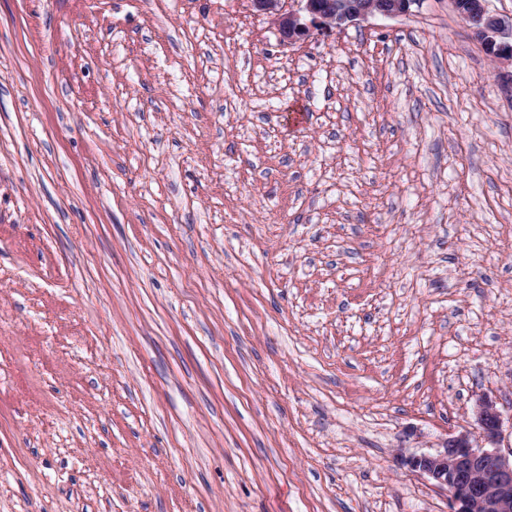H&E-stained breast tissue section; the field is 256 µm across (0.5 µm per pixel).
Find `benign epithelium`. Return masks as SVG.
<instances>
[{"label": "benign epithelium", "instance_id": "1", "mask_svg": "<svg viewBox=\"0 0 512 512\" xmlns=\"http://www.w3.org/2000/svg\"><path fill=\"white\" fill-rule=\"evenodd\" d=\"M256 12L271 18L282 43L290 44L310 31L359 24L376 15L407 14L418 0H250ZM460 16L496 64L512 63V20L488 9V0H453ZM473 417L479 434L465 431L446 438L432 454L412 456L409 467L448 491L450 512H512V448L499 446L502 415L496 402L478 398Z\"/></svg>", "mask_w": 512, "mask_h": 512}]
</instances>
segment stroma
I'll use <instances>...</instances> for the list:
<instances>
[{
	"instance_id": "stroma-1",
	"label": "stroma",
	"mask_w": 512,
	"mask_h": 512,
	"mask_svg": "<svg viewBox=\"0 0 512 512\" xmlns=\"http://www.w3.org/2000/svg\"><path fill=\"white\" fill-rule=\"evenodd\" d=\"M482 396L512 447V67L452 0H0V512H449L406 461ZM256 12L271 18L283 44L310 35L311 29L330 31L360 24L369 17H398L409 12L419 0H249ZM297 2L290 9L288 2Z\"/></svg>"
}]
</instances>
